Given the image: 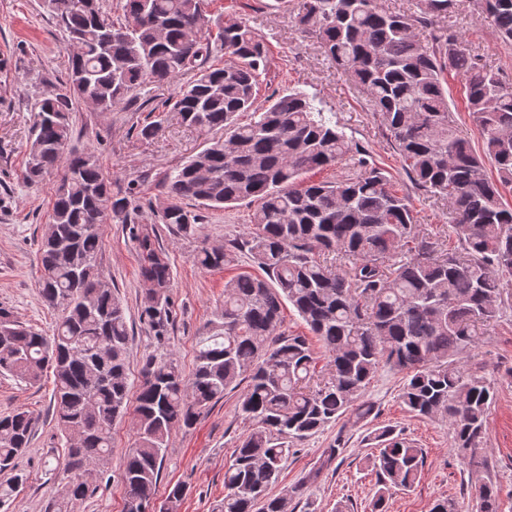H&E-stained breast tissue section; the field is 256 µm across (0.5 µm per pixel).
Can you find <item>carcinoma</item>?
Wrapping results in <instances>:
<instances>
[{"mask_svg": "<svg viewBox=\"0 0 512 512\" xmlns=\"http://www.w3.org/2000/svg\"><path fill=\"white\" fill-rule=\"evenodd\" d=\"M458 0H418L405 13L378 0H296V22L319 38L326 56L369 97L403 167L422 188L448 201L458 247L418 231L413 207L394 189L390 171L365 157L315 97L290 90L257 108L268 56L240 18L212 32L208 0H122L114 23L99 0H45L65 34L68 78L33 104L35 121L24 178L40 183L61 174L53 189L51 234L38 250L45 303L62 309L47 337L0 307V374L30 384L52 370V409L68 448L65 497L56 512H74L93 493L94 471L112 452V424L127 410L130 363L125 308L99 263L103 224L132 225L146 289L141 316L157 340L174 321L172 268L156 225L191 238L202 215L182 205L222 208L255 204L252 228L225 245L201 243L193 254L204 269H222L247 252L263 276L240 274L224 286V304L204 326L191 376L172 358L151 357L135 397L134 443L121 480L123 512H145L155 500L169 437L189 429L209 407L247 386L238 410L252 422L224 469V500L214 512H288L276 496L290 448L349 413L373 411L363 393L377 371L403 372L402 404L417 416H443L457 450L476 470L493 386L471 375L461 355L482 342L501 311L505 276H512V84L471 50L453 28L423 43L431 24ZM482 19L512 41V0H483ZM224 66H206L216 53ZM199 69L192 82L162 102L181 123L223 136L166 175L170 199L140 224L133 189L112 192V179L91 152L71 154L69 112L78 100L99 112L144 85L164 84ZM463 81L468 112L481 130L482 153L461 137L448 104V75ZM251 113L247 122L240 117ZM354 161L353 178L314 181L309 174ZM493 162L495 176L485 172ZM334 255L333 267L320 259ZM288 301L328 354L316 368L307 337L278 332ZM34 418L25 410L0 416V500L26 477L17 457L28 447ZM369 465L379 489L372 512H386L390 488L420 481L422 450L390 428L374 434ZM477 512H500L490 484L477 490Z\"/></svg>", "mask_w": 512, "mask_h": 512, "instance_id": "carcinoma-1", "label": "carcinoma"}]
</instances>
